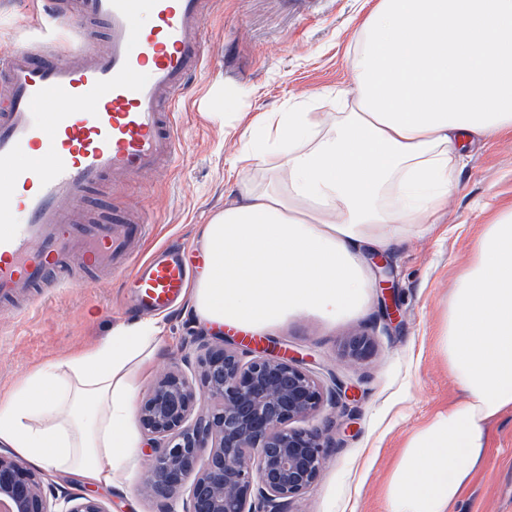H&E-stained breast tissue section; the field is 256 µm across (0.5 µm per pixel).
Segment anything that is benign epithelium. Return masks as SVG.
<instances>
[{
	"label": "benign epithelium",
	"mask_w": 512,
	"mask_h": 512,
	"mask_svg": "<svg viewBox=\"0 0 512 512\" xmlns=\"http://www.w3.org/2000/svg\"><path fill=\"white\" fill-rule=\"evenodd\" d=\"M370 347L351 336L344 354ZM197 378L164 369L142 396L138 425L151 459L140 493L160 512H290L320 478L333 438L317 426L296 427L341 389L327 388L300 361L272 349L258 354L201 341ZM0 502L9 512H107L96 497L45 490L32 468L0 450Z\"/></svg>",
	"instance_id": "1"
}]
</instances>
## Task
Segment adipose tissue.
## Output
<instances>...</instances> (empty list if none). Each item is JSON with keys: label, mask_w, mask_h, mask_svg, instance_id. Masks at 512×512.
I'll return each mask as SVG.
<instances>
[{"label": "adipose tissue", "mask_w": 512, "mask_h": 512, "mask_svg": "<svg viewBox=\"0 0 512 512\" xmlns=\"http://www.w3.org/2000/svg\"><path fill=\"white\" fill-rule=\"evenodd\" d=\"M365 41L356 31L347 48L342 112L322 119L296 103L246 126L238 193L200 230L208 261L189 300L201 321L263 331L365 310L366 253L439 222L463 143L512 133L505 120L413 134L379 124L359 106ZM160 332L152 319L118 325L103 344L20 380L0 400V446L81 484L123 487L139 446L134 403ZM436 346L459 394L405 440L386 512H454L484 467L490 426L512 414V204L483 225L449 288Z\"/></svg>", "instance_id": "ef3b65f1"}]
</instances>
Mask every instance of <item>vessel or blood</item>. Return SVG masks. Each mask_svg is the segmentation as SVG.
Masks as SVG:
<instances>
[{
  "mask_svg": "<svg viewBox=\"0 0 512 512\" xmlns=\"http://www.w3.org/2000/svg\"><path fill=\"white\" fill-rule=\"evenodd\" d=\"M202 0H77L59 15L73 38L42 29L0 63V312L72 267L90 274L136 265L140 310L159 314L184 293L175 252L139 260L144 221H99L84 204L99 188L175 162L178 98L206 58ZM106 31L105 47L82 39Z\"/></svg>",
  "mask_w": 512,
  "mask_h": 512,
  "instance_id": "obj_1",
  "label": "vessel or blood"
}]
</instances>
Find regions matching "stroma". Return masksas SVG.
<instances>
[{
  "instance_id": "35a3bbf8",
  "label": "stroma",
  "mask_w": 512,
  "mask_h": 512,
  "mask_svg": "<svg viewBox=\"0 0 512 512\" xmlns=\"http://www.w3.org/2000/svg\"><path fill=\"white\" fill-rule=\"evenodd\" d=\"M369 0H217L206 16V60L197 86L178 104L180 155L166 170L144 172L98 193L105 216L141 213L151 223L143 251L180 245L190 271L203 262L200 229L228 200L239 180L234 165L243 112H278L288 103L335 88L348 77L346 47ZM37 0H0V59L34 37ZM241 90L234 109L225 87ZM458 188L435 231L404 238L385 252L399 316L388 320L382 288L373 286L367 312L328 323L294 317L262 334L288 351L324 384L340 381L341 408L313 419L335 438L318 482L292 512H383L381 487L404 437L455 394L436 348L438 314L448 288L472 249L489 206L512 200V135L472 144L457 171ZM127 272L111 280L46 289L33 307L0 319V393L21 377L71 351L106 341L114 326L140 319ZM163 329L155 370L181 357L197 359L195 336L233 346L241 336L198 321L189 300L159 314ZM356 333L373 342L361 359L343 357ZM149 450L140 446L123 487L87 488L108 512H158L139 485ZM455 512H512V415L489 430L486 465Z\"/></svg>"
}]
</instances>
